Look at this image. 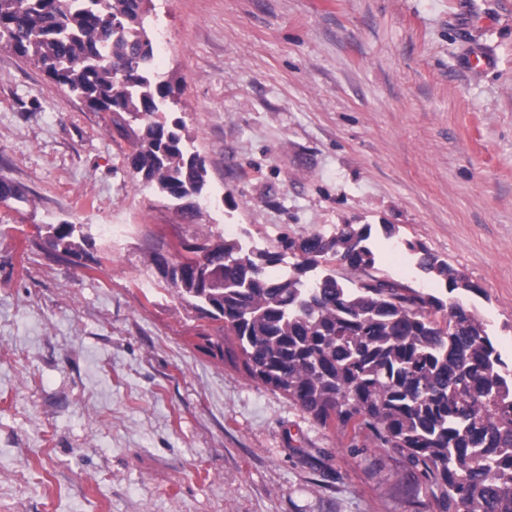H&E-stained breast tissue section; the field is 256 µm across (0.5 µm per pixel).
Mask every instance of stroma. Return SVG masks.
I'll use <instances>...</instances> for the list:
<instances>
[{"label": "stroma", "instance_id": "stroma-1", "mask_svg": "<svg viewBox=\"0 0 512 512\" xmlns=\"http://www.w3.org/2000/svg\"><path fill=\"white\" fill-rule=\"evenodd\" d=\"M152 6L203 230L273 250L368 224L377 276L444 291L423 245L480 286L463 301L512 363V0ZM126 148L0 48V177L31 200L0 203V512H434L407 461L187 344L200 320L149 252L191 227ZM63 223L78 254L45 243Z\"/></svg>", "mask_w": 512, "mask_h": 512}]
</instances>
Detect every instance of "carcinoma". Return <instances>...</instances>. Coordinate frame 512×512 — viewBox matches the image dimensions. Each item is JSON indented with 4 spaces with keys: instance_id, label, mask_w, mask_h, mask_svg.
<instances>
[{
    "instance_id": "cac0c4a2",
    "label": "carcinoma",
    "mask_w": 512,
    "mask_h": 512,
    "mask_svg": "<svg viewBox=\"0 0 512 512\" xmlns=\"http://www.w3.org/2000/svg\"><path fill=\"white\" fill-rule=\"evenodd\" d=\"M148 0H0V47L32 64L127 142L133 171L178 202L188 224L200 214L208 172L169 120L172 85L154 71ZM0 200L29 202L0 178ZM75 224L50 245L76 253ZM371 225L342 224L326 236L286 235L279 249L215 240L212 232L152 237V261L199 318L193 346L242 365L253 380L325 429L371 439L425 480L437 512H512V368L474 310L451 293L481 288L423 247L418 269L446 285L423 293L368 274ZM365 274L349 286L327 269Z\"/></svg>"
}]
</instances>
